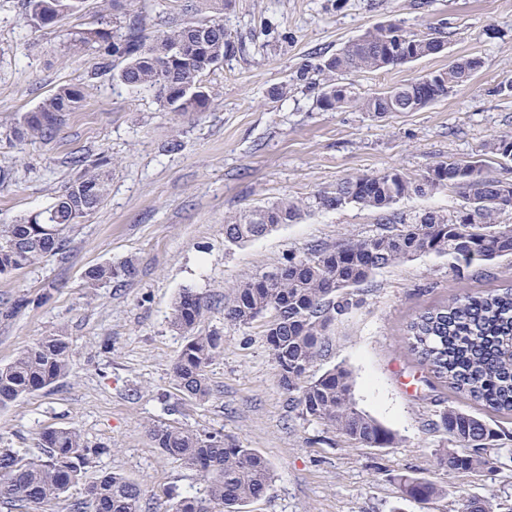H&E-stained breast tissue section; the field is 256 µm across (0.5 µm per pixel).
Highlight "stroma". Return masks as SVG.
Segmentation results:
<instances>
[{
	"label": "stroma",
	"mask_w": 512,
	"mask_h": 512,
	"mask_svg": "<svg viewBox=\"0 0 512 512\" xmlns=\"http://www.w3.org/2000/svg\"><path fill=\"white\" fill-rule=\"evenodd\" d=\"M198 6L87 0L79 18L35 32L19 0H0V126L61 86H79L83 95L50 142L0 139V167L14 170L0 186V225L52 204L80 173L72 156L111 158L107 197L68 232L64 254L0 276V366L58 332L72 346L66 377L0 408V448L33 447L49 427L77 428L108 449L97 471L139 485L143 512H165L167 494L205 490L195 471L156 448L150 431L160 424L219 433L263 456L272 487L248 512H457L461 499L491 496L499 512H512V419L493 420L500 435L493 464L450 471L437 460L446 438L428 428L433 404L402 386L424 373L408 349L411 319L456 294L511 285L512 258L479 277L435 255L380 269L362 286L359 306L334 322L332 350L315 369L351 370L359 408L397 436L389 448L351 443L300 416L280 383L264 319L246 326L224 319L240 281L311 245L374 233L381 222L356 206L307 211L231 248L228 217L281 199L307 201L348 176L419 174L438 160L477 156L486 141L512 132V95L498 91L512 77V0H229L224 26L237 49L208 75L216 100L205 112H166L150 92L115 79L87 81L96 51L75 57L67 50L73 27L94 28L103 15L121 27L139 18L152 36L173 22L204 19ZM390 21L415 30L442 25L447 49L350 75L355 92H379L464 56L482 61L472 81L416 112L320 111L315 82L324 60ZM281 85L287 97L272 98ZM126 259L138 267L133 280L88 288L90 268ZM186 290L211 304L201 330L221 336L205 400L183 395L174 380L187 338L170 316ZM403 474L444 493L427 503L402 499Z\"/></svg>",
	"instance_id": "obj_1"
}]
</instances>
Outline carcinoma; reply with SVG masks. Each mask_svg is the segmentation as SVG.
<instances>
[{"label": "carcinoma", "instance_id": "carcinoma-1", "mask_svg": "<svg viewBox=\"0 0 512 512\" xmlns=\"http://www.w3.org/2000/svg\"><path fill=\"white\" fill-rule=\"evenodd\" d=\"M85 0H23L25 26L39 30L55 26L83 9ZM211 16L176 24L153 38L144 34L138 20L125 31L112 32L110 24L71 33L69 52L78 55L98 49L99 78L122 67L117 79L131 89L153 93L161 107L174 113L205 112L214 93L206 75L235 51L224 29L226 0H204ZM447 44L442 28L430 25L413 30L400 24L375 26L328 57L320 71L317 106L324 112L354 107L361 112H416L448 96L455 87L471 81L481 61L468 57L385 91L361 96L342 82L347 74L393 69L434 56ZM82 99L76 86H62L34 110L20 115L0 131V137L19 145L50 140L65 113ZM505 162L512 161V133L505 132L483 146ZM100 158L64 187L44 210L0 225V275L18 271L36 261L63 252L65 232L82 224L104 202L110 171ZM451 189L461 199L460 208L445 213L424 211L413 218L398 217L390 209L405 198L424 197ZM350 204L378 212L384 223L374 234L345 238L334 244H316L285 264L251 277L232 289L224 306V319L249 325L267 313L265 338L280 371L292 375L285 391L292 408L305 418L333 427L360 445L386 448L396 434L358 408L353 375L343 365L321 373L312 368L331 348L330 327L358 305L356 290L375 271L425 254L446 256L457 265L482 266L512 257V224L501 216L512 214V180L491 175L483 160H439L414 176L398 170L347 177L318 191L307 208L336 210ZM301 208L292 201L258 207L224 224V242L240 246L265 236L283 224L297 221ZM137 267L131 260L105 263L86 273L95 290L132 279ZM206 301L192 291L179 295L170 323L188 336L175 364L179 390L197 399L212 394L207 367L216 349L215 334H203L198 325ZM408 348L431 377L455 396L469 400L500 416H512V285L456 296L445 304L431 305L407 325ZM68 337L47 336L22 350L0 367V408L34 392L50 388L70 370ZM430 426L448 435L440 459L451 471L471 470L487 463V452L497 431L483 417L445 406ZM156 447L194 470L206 484V495L187 494L172 499L166 512H243L249 502L270 490L268 463L252 448H244L218 435L160 425L152 432ZM38 454L0 448V503L12 512H40L45 506L66 502L67 512H142L138 485L116 472H104L84 481L94 459L107 453L87 443L75 427L48 428L37 439ZM82 487V495H69ZM401 491L428 502L442 490L411 475L399 477ZM457 512H496L493 501L463 499Z\"/></svg>", "mask_w": 512, "mask_h": 512}]
</instances>
